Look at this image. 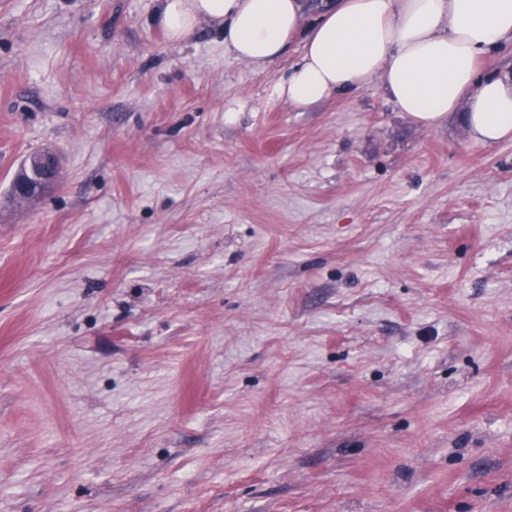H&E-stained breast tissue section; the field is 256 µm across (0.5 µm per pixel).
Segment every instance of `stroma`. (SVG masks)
I'll return each instance as SVG.
<instances>
[{
  "label": "stroma",
  "instance_id": "obj_1",
  "mask_svg": "<svg viewBox=\"0 0 512 512\" xmlns=\"http://www.w3.org/2000/svg\"><path fill=\"white\" fill-rule=\"evenodd\" d=\"M156 10L0 0V512H512V140ZM58 176V160L49 150H39L25 156L11 184V197L25 202L42 195L53 186Z\"/></svg>",
  "mask_w": 512,
  "mask_h": 512
}]
</instances>
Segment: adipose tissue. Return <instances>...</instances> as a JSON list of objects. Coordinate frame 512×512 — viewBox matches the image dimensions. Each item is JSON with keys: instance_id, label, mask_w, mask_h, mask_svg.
Instances as JSON below:
<instances>
[{"instance_id": "1", "label": "adipose tissue", "mask_w": 512, "mask_h": 512, "mask_svg": "<svg viewBox=\"0 0 512 512\" xmlns=\"http://www.w3.org/2000/svg\"><path fill=\"white\" fill-rule=\"evenodd\" d=\"M157 18L174 42L209 25L258 68L301 38V59L277 86L295 106L375 83L421 127L458 114L477 142L512 139V81L479 71L512 36V0H159Z\"/></svg>"}]
</instances>
